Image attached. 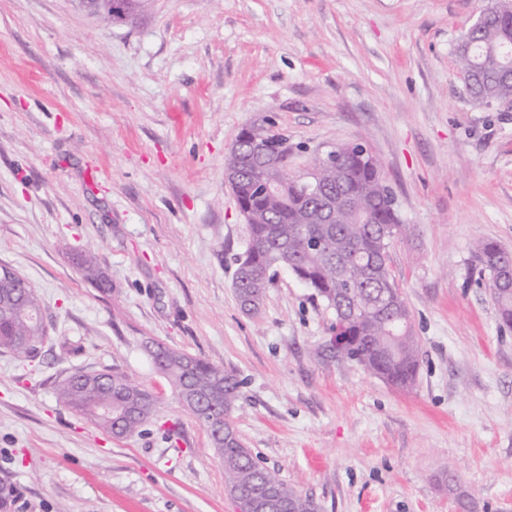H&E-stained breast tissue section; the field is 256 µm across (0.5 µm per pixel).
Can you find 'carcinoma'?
Instances as JSON below:
<instances>
[{"label":"carcinoma","mask_w":512,"mask_h":512,"mask_svg":"<svg viewBox=\"0 0 512 512\" xmlns=\"http://www.w3.org/2000/svg\"><path fill=\"white\" fill-rule=\"evenodd\" d=\"M456 64L472 101L479 106L512 99V12L488 15L483 28L461 38L455 50ZM257 136L263 143H279L284 135L263 124L242 131L238 149L230 150L224 167L243 173L235 185L238 207L249 212L248 242L236 258L234 279L240 308L257 312L265 290L277 269L292 272L313 289L331 308L336 322L347 327L357 341L356 350L346 357L322 347L317 357L324 362L348 360L397 388L414 384L420 360L409 308L394 283L387 264L391 241L403 231L394 195L384 183L378 160L358 143L336 146L338 163L323 171L328 193L353 200L347 207L336 202L332 224H311L314 210L301 182L288 179L279 196H267L258 189L265 171L246 163L245 144ZM502 251L493 241L475 247L481 269L493 273ZM83 277L98 288L109 281L93 257H80ZM487 287L498 314L512 323V291L498 288L494 277ZM47 339L41 304L34 287L24 278H0V351L8 350L23 359L36 357ZM167 355L163 373L177 395L193 388L202 394L201 406L192 410L209 430L212 448L224 467V488L228 495L258 497L272 482L281 496L291 501L293 512H317V505L276 473L260 466L245 448L230 422L240 396L241 380L202 359L156 344ZM59 402L88 417L105 432H112V418L127 415L124 435L144 431L158 411L155 396L127 377L102 371L94 378L76 372L57 387ZM15 486L0 480V512H11Z\"/></svg>","instance_id":"obj_1"}]
</instances>
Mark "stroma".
I'll return each instance as SVG.
<instances>
[{"label": "stroma", "mask_w": 512, "mask_h": 512, "mask_svg": "<svg viewBox=\"0 0 512 512\" xmlns=\"http://www.w3.org/2000/svg\"><path fill=\"white\" fill-rule=\"evenodd\" d=\"M488 4L149 0L112 25L75 0H0V263L49 329L33 360L0 351L12 512H235L149 341L237 374L242 442L319 512H459L461 495L512 512V327L473 257L512 249V103L472 104L455 61ZM262 122L295 174L340 143L379 160L405 226L388 265L421 342L412 387L319 360L334 314L287 270L240 310L248 233L224 159ZM107 369L157 398L144 432L59 403L61 379Z\"/></svg>", "instance_id": "1"}]
</instances>
